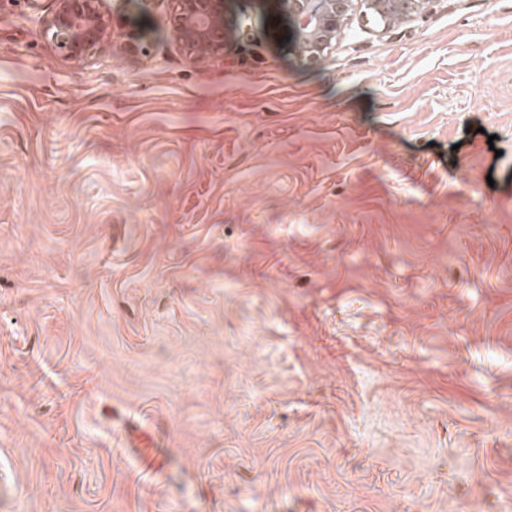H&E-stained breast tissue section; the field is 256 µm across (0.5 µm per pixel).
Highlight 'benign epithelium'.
<instances>
[{"label":"benign epithelium","instance_id":"1","mask_svg":"<svg viewBox=\"0 0 512 512\" xmlns=\"http://www.w3.org/2000/svg\"><path fill=\"white\" fill-rule=\"evenodd\" d=\"M102 0H53L41 18L42 34L68 59L82 64L96 50L112 47L108 31L112 17L101 9ZM226 0H178L173 28L188 54L205 60L224 53ZM288 18L298 60L305 67L319 64L334 46L354 0H273ZM438 0H366L379 15L399 13L412 21L431 10Z\"/></svg>","mask_w":512,"mask_h":512}]
</instances>
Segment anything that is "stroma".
Listing matches in <instances>:
<instances>
[{
	"instance_id": "35a3bbf8",
	"label": "stroma",
	"mask_w": 512,
	"mask_h": 512,
	"mask_svg": "<svg viewBox=\"0 0 512 512\" xmlns=\"http://www.w3.org/2000/svg\"><path fill=\"white\" fill-rule=\"evenodd\" d=\"M52 6L0 0V512H512V0L313 68L263 0L204 61L104 0L82 65Z\"/></svg>"
}]
</instances>
